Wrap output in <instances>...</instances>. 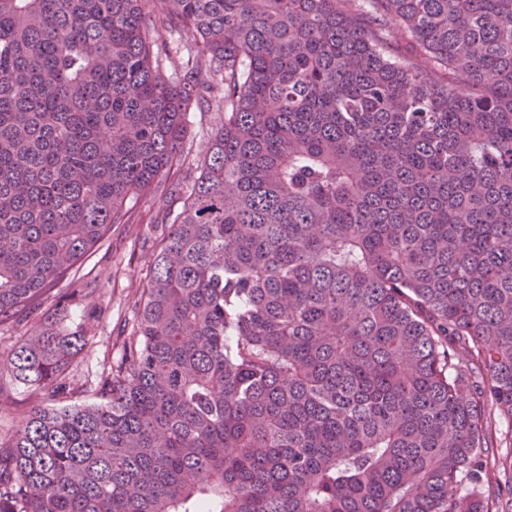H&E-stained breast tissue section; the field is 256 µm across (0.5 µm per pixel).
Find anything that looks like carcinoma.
I'll return each mask as SVG.
<instances>
[{"instance_id": "carcinoma-1", "label": "carcinoma", "mask_w": 512, "mask_h": 512, "mask_svg": "<svg viewBox=\"0 0 512 512\" xmlns=\"http://www.w3.org/2000/svg\"><path fill=\"white\" fill-rule=\"evenodd\" d=\"M147 2L0 0V325L66 276L91 295L78 268L183 166L187 112L224 111L96 402L0 436V512H489L512 0H168L177 82ZM83 345L50 322L11 379L63 394ZM166 0H153L148 4L150 12V31L154 41V48L162 52L159 57V71L165 79L176 80L178 74L183 70L184 63L188 57V51L192 44L184 33L172 30L165 22L167 12ZM180 48V53H175V48ZM164 49H172V54L166 56Z\"/></svg>"}]
</instances>
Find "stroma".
<instances>
[{
  "instance_id": "stroma-1",
  "label": "stroma",
  "mask_w": 512,
  "mask_h": 512,
  "mask_svg": "<svg viewBox=\"0 0 512 512\" xmlns=\"http://www.w3.org/2000/svg\"><path fill=\"white\" fill-rule=\"evenodd\" d=\"M150 31L155 47L162 49L159 71L173 80L183 70L191 48L187 36L172 30L164 21L165 0H150ZM223 112L197 110L189 115L188 133L182 144L187 166H194L205 154L211 134L220 128ZM165 192L131 200L130 219L113 231L111 237L82 265L81 275L90 281L95 296L93 306L83 311L82 326L86 345L66 374L71 389L51 398L42 390L23 388L5 379L9 369L10 352L16 342L39 334V316L0 326V432L11 434L19 430L27 415L50 405H74L93 402L95 382L105 357L116 354L120 342L127 336L135 319V302L148 280L155 250L149 239L153 227L168 207ZM512 461V450L499 449L488 464L484 496L491 512H512V473L504 470Z\"/></svg>"
}]
</instances>
